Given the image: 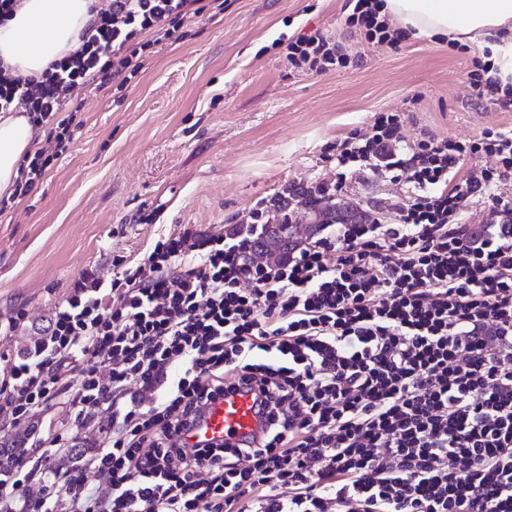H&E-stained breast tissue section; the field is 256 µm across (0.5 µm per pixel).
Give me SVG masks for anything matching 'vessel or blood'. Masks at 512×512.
I'll use <instances>...</instances> for the list:
<instances>
[{
  "label": "vessel or blood",
  "mask_w": 512,
  "mask_h": 512,
  "mask_svg": "<svg viewBox=\"0 0 512 512\" xmlns=\"http://www.w3.org/2000/svg\"><path fill=\"white\" fill-rule=\"evenodd\" d=\"M262 427L252 392L226 394L210 405L205 415L184 437L185 443L203 447L224 441L237 443L257 436Z\"/></svg>",
  "instance_id": "vessel-or-blood-1"
}]
</instances>
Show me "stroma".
<instances>
[{"label": "stroma", "mask_w": 512, "mask_h": 512, "mask_svg": "<svg viewBox=\"0 0 512 512\" xmlns=\"http://www.w3.org/2000/svg\"><path fill=\"white\" fill-rule=\"evenodd\" d=\"M349 0H223L147 49L125 88L75 89L66 153L0 214V320L44 319L84 273L112 278L183 226L225 234L286 186L338 185L332 204L394 216L411 193L390 173L340 178L336 142L373 113L404 116L402 136L469 139L512 130V107L477 99L475 43L410 37L377 47ZM314 31L342 41L344 67H288L284 43Z\"/></svg>", "instance_id": "35a3bbf8"}]
</instances>
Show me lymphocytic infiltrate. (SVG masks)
<instances>
[{
  "label": "lymphocytic infiltrate",
  "mask_w": 512,
  "mask_h": 512,
  "mask_svg": "<svg viewBox=\"0 0 512 512\" xmlns=\"http://www.w3.org/2000/svg\"><path fill=\"white\" fill-rule=\"evenodd\" d=\"M381 0L346 23L368 43L406 39ZM201 0H110L81 47L41 77L0 71V110L27 103L52 153L21 166L28 194L73 139L72 91L135 76L150 41L176 38ZM293 68L348 61L322 33L287 45ZM400 113L336 144L347 169L411 184L394 221L340 224L276 268L247 262L249 235L187 228L122 276L85 274L17 355L0 390L16 425L66 398L74 426L109 447L51 469L46 449L0 478L21 512H512V132L407 143ZM497 157L475 170L468 160ZM490 199L480 230L463 224ZM13 198H0V213ZM257 388L262 433L248 445L181 442L211 402ZM101 477L90 484L87 473Z\"/></svg>",
  "instance_id": "f902f5d3"
}]
</instances>
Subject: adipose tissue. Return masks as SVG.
I'll return each instance as SVG.
<instances>
[{
  "label": "adipose tissue",
  "mask_w": 512,
  "mask_h": 512,
  "mask_svg": "<svg viewBox=\"0 0 512 512\" xmlns=\"http://www.w3.org/2000/svg\"><path fill=\"white\" fill-rule=\"evenodd\" d=\"M93 5L94 0H21L13 18L0 24V63L23 77L40 76L78 47ZM383 11L418 37L482 43L498 78H512V0H385ZM40 141L27 112L0 113V196L13 192L20 162Z\"/></svg>",
  "instance_id": "obj_1"
}]
</instances>
